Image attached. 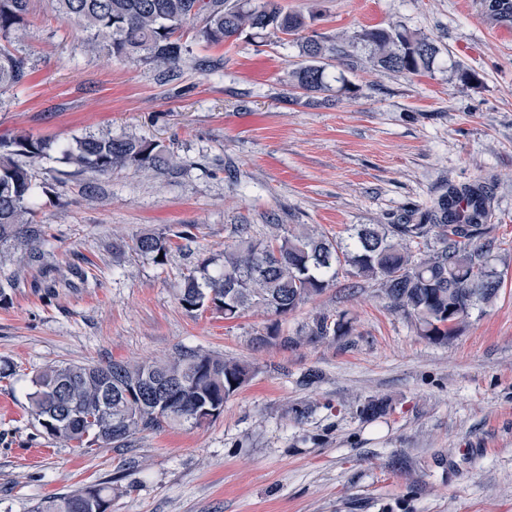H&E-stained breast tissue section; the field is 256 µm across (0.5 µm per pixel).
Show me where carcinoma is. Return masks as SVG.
I'll list each match as a JSON object with an SVG mask.
<instances>
[{"label":"carcinoma","mask_w":512,"mask_h":512,"mask_svg":"<svg viewBox=\"0 0 512 512\" xmlns=\"http://www.w3.org/2000/svg\"><path fill=\"white\" fill-rule=\"evenodd\" d=\"M55 12L84 34L89 52L108 49L132 65L152 64L167 77L178 75L190 48L177 33L197 24V37L207 44L236 40L243 33L275 39L294 36L303 58L292 73L297 86L314 93L326 77L325 60L349 55L359 40L368 47L373 66L415 75L432 64L437 46L396 28L363 30L344 45L316 35L301 36L309 23L288 12L280 0H51ZM29 0H0V95L22 86L27 59L12 52ZM481 15L492 28L512 27V0H480ZM59 152L84 177L91 192L99 180L118 169L132 168L154 176L178 174L180 158L156 141L141 137L87 134L58 145L21 134L0 139V246L20 247L21 262L45 265V230L32 215L45 186L32 168L18 162ZM494 195L483 181L449 186L430 205L409 211L399 224H359L347 238L282 230L258 239L247 228L224 250V266L209 272L211 259L199 262L183 278L179 304L187 311L215 309L232 320L251 309L272 316L295 311L334 285L343 269L352 278L375 282L394 310L414 320L419 335L440 343L455 335L470 311L495 297L499 278L488 260L486 244L475 245L489 230ZM178 238L188 239L182 231ZM166 232L136 237L132 251L163 266L172 237ZM431 248L415 254L412 245ZM347 314H320L305 328L306 338L319 341L349 336ZM251 364L184 349L167 360L149 364L112 362L59 364L32 378L30 405L39 424L52 437L86 442L122 443L133 435L164 424L199 425L224 411V401L252 376ZM388 403L371 397L357 408L372 420L385 415ZM106 488L90 486L50 497L35 512H107Z\"/></svg>","instance_id":"cac0c4a2"}]
</instances>
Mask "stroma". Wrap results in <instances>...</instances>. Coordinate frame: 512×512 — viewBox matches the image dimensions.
<instances>
[{"label":"stroma","mask_w":512,"mask_h":512,"mask_svg":"<svg viewBox=\"0 0 512 512\" xmlns=\"http://www.w3.org/2000/svg\"><path fill=\"white\" fill-rule=\"evenodd\" d=\"M280 2L313 17L318 35L392 24L440 53L403 76L370 69L361 50L308 95L288 84L296 45L250 34L209 45L188 26L191 53L167 81L88 53L50 0H30L15 44L28 77L0 99V138L132 134L174 151L185 173L121 170L90 195L58 156L36 161L52 271L0 250V278L20 281L0 304V512L90 485L110 488L108 512H512V28H489L477 0ZM218 58L223 69L204 70ZM477 180L493 189L499 287L448 341L419 336L377 285L343 273L279 318L228 321L176 299L198 262L222 264L240 225L261 238L274 224L344 238ZM184 224L195 238L175 240L165 266L129 248L112 257L113 242ZM343 311L352 335L285 344L316 314ZM181 348L254 369L216 420L89 449L49 437L29 409L47 365L145 363ZM370 396L390 407L367 421L357 407Z\"/></svg>","instance_id":"stroma-1"}]
</instances>
